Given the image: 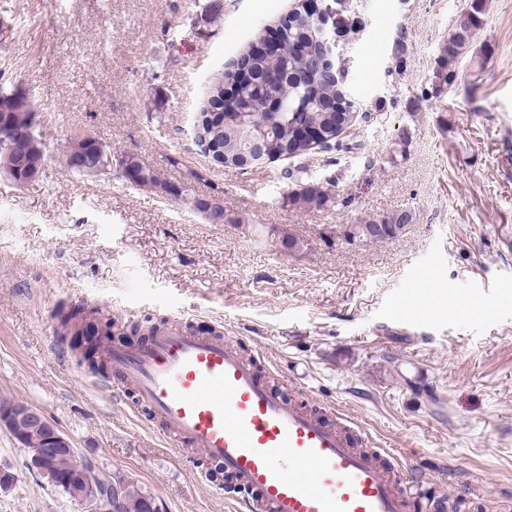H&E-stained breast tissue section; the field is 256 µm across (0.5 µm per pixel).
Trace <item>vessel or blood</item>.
<instances>
[{"instance_id":"1","label":"vessel or blood","mask_w":512,"mask_h":512,"mask_svg":"<svg viewBox=\"0 0 512 512\" xmlns=\"http://www.w3.org/2000/svg\"><path fill=\"white\" fill-rule=\"evenodd\" d=\"M107 379L171 446L223 468L238 512H430L446 492L419 489L386 451L362 449L345 413L329 423L294 387L273 386L259 360L223 337L161 330L131 346L103 345Z\"/></svg>"}]
</instances>
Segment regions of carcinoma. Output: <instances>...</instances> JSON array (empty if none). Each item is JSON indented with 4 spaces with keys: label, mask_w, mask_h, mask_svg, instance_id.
Segmentation results:
<instances>
[{
    "label": "carcinoma",
    "mask_w": 512,
    "mask_h": 512,
    "mask_svg": "<svg viewBox=\"0 0 512 512\" xmlns=\"http://www.w3.org/2000/svg\"><path fill=\"white\" fill-rule=\"evenodd\" d=\"M488 0H466L455 25L438 49L430 76L426 97L443 100L452 90L459 64L473 57L474 43L483 31ZM280 50L275 59L264 55L247 54L240 65L255 77L275 71L277 78L261 89L244 79L239 71L216 74L206 88V96L194 122L195 136L207 144L213 159L226 166L239 167V162L255 156L254 140L261 142V158L271 163L282 158H301L314 152L310 143L297 136L296 125L307 122L319 127L322 144L327 152L347 150L341 134L353 127L358 117V106L347 94V87L338 80L334 69L320 65L324 44L311 15L300 5L282 18L277 28ZM273 99L278 110L273 116L264 112L265 102ZM0 118L19 128L35 127L36 110L30 99L18 90L0 89ZM412 138L409 125L396 129L393 146L388 155L392 163L404 155ZM101 141L76 135L67 146L68 166L81 175L96 178L98 173L86 171L99 157ZM32 144L27 137H13L0 141V171L15 169L24 172ZM122 177L133 187L149 186L163 196L179 199L188 189L176 186L160 174L142 164L135 172L124 170ZM285 178L297 182L286 200L301 208L323 210L335 206L336 182L304 178L302 171H285ZM411 213L402 208L392 213L378 215L369 225H382L383 231L370 236L358 230L362 243H379L396 236L393 229H403L410 223ZM88 460L78 452L63 451L50 459L53 471L72 477V482L60 487L70 499L82 491L79 476ZM121 495L120 512H150L154 497L138 482L123 476H112V495Z\"/></svg>",
    "instance_id": "1"
}]
</instances>
